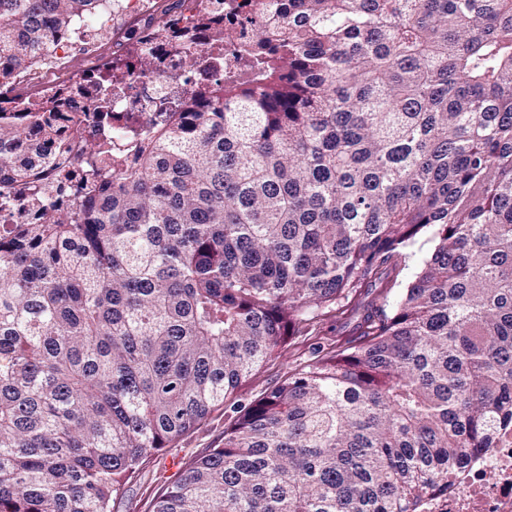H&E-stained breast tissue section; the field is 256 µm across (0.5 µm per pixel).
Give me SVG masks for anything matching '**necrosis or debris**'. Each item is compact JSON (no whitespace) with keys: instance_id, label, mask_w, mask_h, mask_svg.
Masks as SVG:
<instances>
[{"instance_id":"necrosis-or-debris-1","label":"necrosis or debris","mask_w":512,"mask_h":512,"mask_svg":"<svg viewBox=\"0 0 512 512\" xmlns=\"http://www.w3.org/2000/svg\"><path fill=\"white\" fill-rule=\"evenodd\" d=\"M257 0H174L165 10L150 0H103L96 18L78 22L67 37L54 39L55 64H64L76 49L97 52L96 35L117 30L124 37L115 57L130 58L120 88L112 92V110L127 117L155 112L173 105L184 91L219 79L223 68L215 66L186 74L183 50L191 48L206 56L215 42H223L225 60H232L236 40L233 32L255 20ZM15 87L29 88L34 98L56 101L69 132L70 118L83 111L82 93L64 76L52 75L37 66L13 74ZM426 512H512V425L501 429L493 448L448 466V494L431 502Z\"/></svg>"}]
</instances>
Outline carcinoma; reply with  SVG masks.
<instances>
[{"label":"carcinoma","instance_id":"cac0c4a2","mask_svg":"<svg viewBox=\"0 0 512 512\" xmlns=\"http://www.w3.org/2000/svg\"><path fill=\"white\" fill-rule=\"evenodd\" d=\"M100 0H0V78ZM240 68L0 235V512H112L219 407L153 512H424L512 423V0H258ZM112 87L87 111L113 120ZM435 248L406 278L411 248ZM328 316L343 346L248 404ZM343 322L345 320L336 323L334 318L326 320L320 326L322 331L320 336H302L295 338L289 346L287 344L281 358L267 365L248 381L243 390L242 402L247 404L251 399L274 387L288 371L294 368L296 363L312 359V343L319 341L325 345L337 344L352 337L350 336L352 324L346 325Z\"/></svg>","mask_w":512,"mask_h":512}]
</instances>
